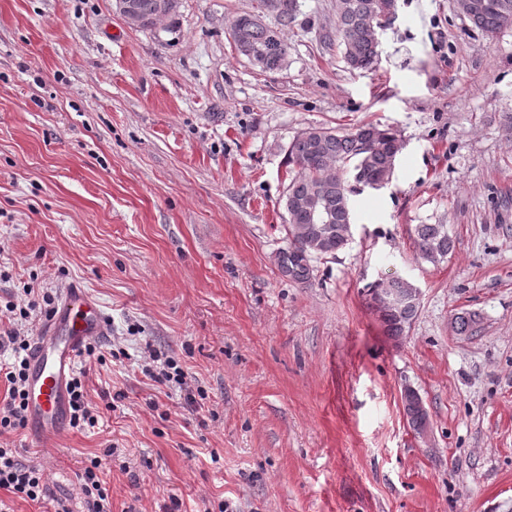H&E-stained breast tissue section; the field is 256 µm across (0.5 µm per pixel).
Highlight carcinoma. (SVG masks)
<instances>
[{
	"mask_svg": "<svg viewBox=\"0 0 512 512\" xmlns=\"http://www.w3.org/2000/svg\"><path fill=\"white\" fill-rule=\"evenodd\" d=\"M270 12L276 16L278 27L263 23L252 13L235 17V23L252 21L248 46L240 54L262 71H276L283 67L288 44L281 37L279 27H286L297 17L298 0H274ZM385 0H336L337 29L341 34L338 47L342 59L352 71L369 70L377 57L379 30L385 26ZM482 32L493 35L503 25L512 22V0H486V5L468 16ZM372 140L371 163L364 175L372 181H390L394 164L397 136L389 129L372 124L339 134L329 128H319L308 136L299 135L288 146V163L297 169L288 184L285 201L311 197L318 192V211L332 219L330 227L317 234H305L298 226L307 223L305 212H292L287 227L288 244L277 253V265L282 276L306 283L313 271L312 261L333 256L341 232L345 231L344 213L350 210L349 173L361 153L362 139ZM417 249L422 258L437 262L454 249L453 240L443 224H418L414 227ZM414 309L402 317H380L385 334L400 340L417 316Z\"/></svg>",
	"mask_w": 512,
	"mask_h": 512,
	"instance_id": "obj_1",
	"label": "carcinoma"
}]
</instances>
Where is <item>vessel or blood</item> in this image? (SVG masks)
Returning a JSON list of instances; mask_svg holds the SVG:
<instances>
[{
	"label": "vessel or blood",
	"mask_w": 512,
	"mask_h": 512,
	"mask_svg": "<svg viewBox=\"0 0 512 512\" xmlns=\"http://www.w3.org/2000/svg\"><path fill=\"white\" fill-rule=\"evenodd\" d=\"M110 320L84 288H68L28 356V422L36 443L59 437L69 413L68 385L85 346L107 336Z\"/></svg>",
	"instance_id": "1"
}]
</instances>
